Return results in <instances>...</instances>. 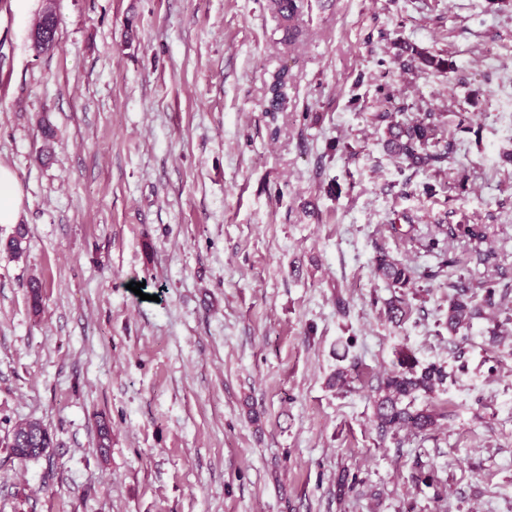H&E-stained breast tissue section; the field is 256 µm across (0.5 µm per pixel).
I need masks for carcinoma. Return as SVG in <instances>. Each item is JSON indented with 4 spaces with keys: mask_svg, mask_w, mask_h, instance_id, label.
Returning <instances> with one entry per match:
<instances>
[{
    "mask_svg": "<svg viewBox=\"0 0 512 512\" xmlns=\"http://www.w3.org/2000/svg\"><path fill=\"white\" fill-rule=\"evenodd\" d=\"M273 9L279 15L285 30V41L293 43L299 35L296 20L300 12L298 0H289L288 8H283V0H271ZM411 59H416L425 67L437 72L452 69V64L439 54H428L411 50ZM288 82V72H279L270 87L271 107L277 108L284 99V89ZM385 100L390 107L373 114V120L385 125L386 147L394 156L408 167L423 173L431 168H441L448 162L454 152L453 143L448 140V131L441 121L442 114L430 110L416 113L412 120H403L400 115L404 107L393 105L395 95L387 92ZM438 234L443 240L467 238L481 242L486 237L482 224H439ZM26 233L23 226H18L15 235L7 242V250L15 257L21 256ZM373 272L394 290L386 302V311L390 319L402 321L408 309V300L404 288L409 285L408 267L380 252L374 258ZM484 305H477L468 295L465 286H456V294L448 305V329L457 332L470 326L472 320L483 316L484 309L496 307L494 290L485 283ZM445 375L441 369L430 366L420 370L409 363V357L401 358L400 370L388 374L380 387L378 398L374 401V423L381 435L392 434L400 429H409L416 433H425L438 425L439 415L428 408H418L415 402L422 395L436 391L443 383ZM97 446L101 457H106L112 443V427L104 418L96 421ZM6 447L16 452L21 461L38 460L49 456L54 447L53 436L49 429L39 421H28L12 428L7 434Z\"/></svg>",
    "mask_w": 512,
    "mask_h": 512,
    "instance_id": "obj_1",
    "label": "carcinoma"
}]
</instances>
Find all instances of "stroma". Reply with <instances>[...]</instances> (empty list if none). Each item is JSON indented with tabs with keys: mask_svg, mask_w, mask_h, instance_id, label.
<instances>
[{
	"mask_svg": "<svg viewBox=\"0 0 512 512\" xmlns=\"http://www.w3.org/2000/svg\"><path fill=\"white\" fill-rule=\"evenodd\" d=\"M300 3L287 46L268 0H55L39 52L45 0H0V165L28 231L16 259L0 224V512H512V0ZM407 46L452 71L403 70ZM386 85L463 117L441 171L388 153ZM442 217L486 241L406 238ZM381 250L411 270L397 324ZM487 279L501 336L449 334L452 282ZM403 352L444 371L417 404L445 417L383 439ZM25 420L50 457L10 455ZM6 448L13 451L20 461L38 460L49 456L50 448H54L53 436L49 429L39 421H28L12 428L7 434ZM16 448H44L43 452L31 449L29 452Z\"/></svg>",
	"mask_w": 512,
	"mask_h": 512,
	"instance_id": "35a3bbf8",
	"label": "stroma"
}]
</instances>
